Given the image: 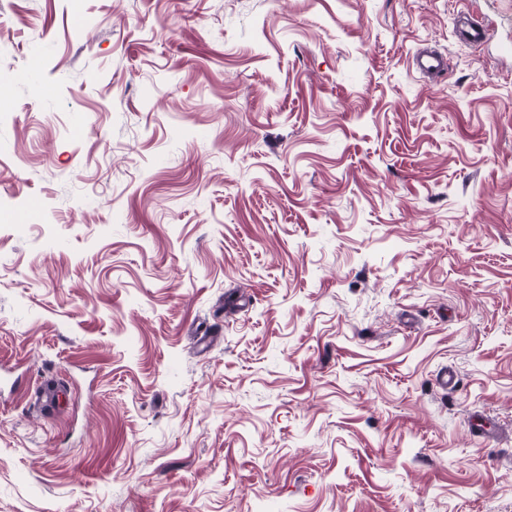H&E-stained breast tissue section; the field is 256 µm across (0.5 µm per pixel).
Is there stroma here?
<instances>
[{"mask_svg": "<svg viewBox=\"0 0 512 512\" xmlns=\"http://www.w3.org/2000/svg\"><path fill=\"white\" fill-rule=\"evenodd\" d=\"M509 41L512 0H0V512H512Z\"/></svg>", "mask_w": 512, "mask_h": 512, "instance_id": "stroma-1", "label": "stroma"}]
</instances>
